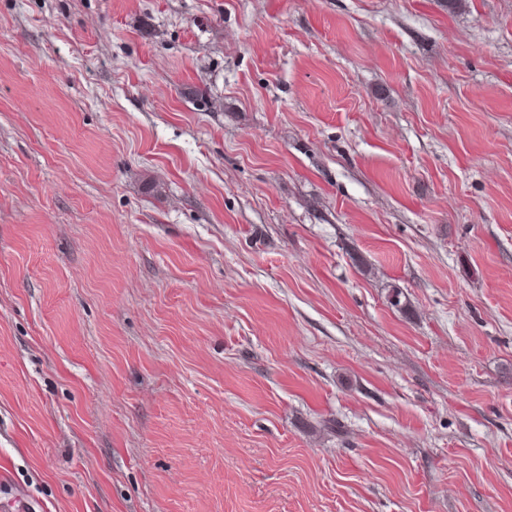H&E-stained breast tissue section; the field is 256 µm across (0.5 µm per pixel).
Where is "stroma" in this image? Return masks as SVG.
Wrapping results in <instances>:
<instances>
[{
  "mask_svg": "<svg viewBox=\"0 0 512 512\" xmlns=\"http://www.w3.org/2000/svg\"><path fill=\"white\" fill-rule=\"evenodd\" d=\"M21 507L512 512V0H0Z\"/></svg>",
  "mask_w": 512,
  "mask_h": 512,
  "instance_id": "35a3bbf8",
  "label": "stroma"
}]
</instances>
